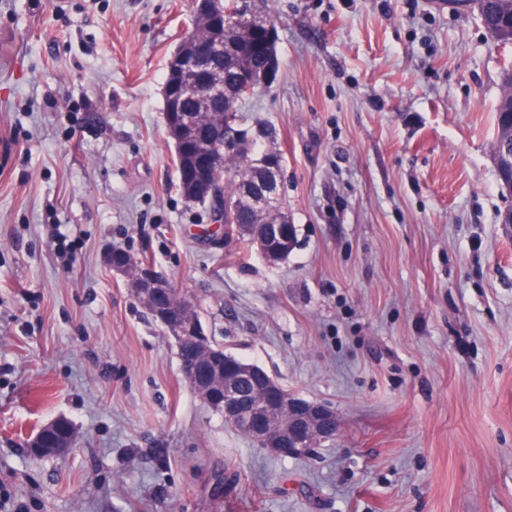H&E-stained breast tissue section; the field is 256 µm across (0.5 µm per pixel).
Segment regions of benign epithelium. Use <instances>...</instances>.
<instances>
[{
  "instance_id": "obj_1",
  "label": "benign epithelium",
  "mask_w": 512,
  "mask_h": 512,
  "mask_svg": "<svg viewBox=\"0 0 512 512\" xmlns=\"http://www.w3.org/2000/svg\"><path fill=\"white\" fill-rule=\"evenodd\" d=\"M192 28L176 47L167 63L163 88L164 120L174 140L175 151L187 156L188 164L178 171L180 179L193 180L200 185L210 204L219 207L226 222L232 223L235 205L219 198L218 185L224 173V159L238 153L241 137L234 122L211 127L201 115L210 101L224 98L222 65L224 55L242 61L255 50L252 40H238L225 46L224 26L248 23L254 26L259 41L276 43V28L266 17L259 0H238L231 11L224 9V0H191ZM491 37L502 47L512 46V22L484 24ZM277 69V57H269L265 71L259 77L245 75L246 88L271 81ZM502 83L511 92L501 96L507 121L499 122V139L504 147L493 148L501 189L512 196V75L506 74ZM252 172L239 186L253 210L263 217L254 226L253 245L265 259L277 252L286 253L293 246L287 213L278 198L282 165L261 156L251 160ZM135 289L138 299L150 309L155 320L168 337L181 347L188 341L206 344L207 336L201 324L187 321L188 305L175 295L171 283L147 268L138 274ZM203 375L185 371V379L198 395L224 415V421L246 434L256 444L284 456H301L321 441L333 436L338 429L336 414L329 407L307 401L284 391L262 367L218 353H205ZM75 434L64 419L45 424L35 436L26 440L31 455H57L72 447Z\"/></svg>"
}]
</instances>
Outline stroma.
I'll return each mask as SVG.
<instances>
[{"instance_id": "35a3bbf8", "label": "stroma", "mask_w": 512, "mask_h": 512, "mask_svg": "<svg viewBox=\"0 0 512 512\" xmlns=\"http://www.w3.org/2000/svg\"><path fill=\"white\" fill-rule=\"evenodd\" d=\"M266 8L279 67L236 128L282 157L274 264L179 188L163 85L191 0H0V512H512V48L437 0ZM115 248L336 434L287 458L226 424ZM60 417L74 446L30 455ZM502 83L506 84L505 87L509 88V93L507 95L502 94L501 96V104L505 106V110L503 111L504 117H507V121L504 120L499 122L498 131L502 134L499 135L500 141L504 144L503 149L494 147L495 142L493 143V161L496 166L498 178L500 181L501 189L508 197L512 196V151L510 150V146L512 143V75L511 71H509L504 78L502 79ZM496 133V136H497ZM495 136V137H496ZM511 157L510 161L506 163L504 160L506 157Z\"/></svg>"}]
</instances>
